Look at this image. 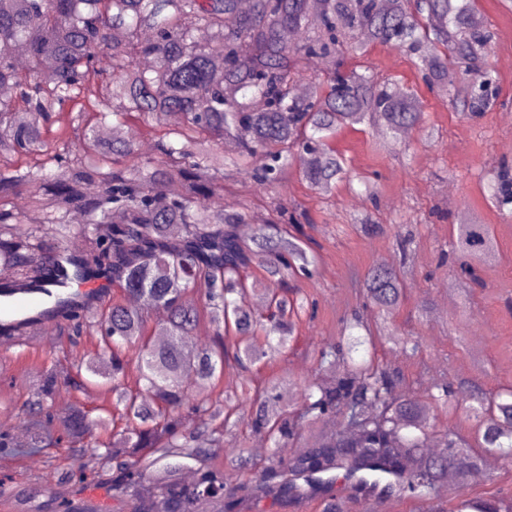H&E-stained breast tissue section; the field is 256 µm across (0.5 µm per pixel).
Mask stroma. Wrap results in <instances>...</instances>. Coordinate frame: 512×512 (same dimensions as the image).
Instances as JSON below:
<instances>
[{"mask_svg": "<svg viewBox=\"0 0 512 512\" xmlns=\"http://www.w3.org/2000/svg\"><path fill=\"white\" fill-rule=\"evenodd\" d=\"M491 32L490 68L496 78L493 102L480 116L467 119L454 111L437 91L429 90L409 56L391 45L370 46L366 56L339 55L343 69L372 65L380 79L418 90L419 107L432 139L413 132L405 140L385 143L372 125L342 129L335 146L360 183H339L332 195L311 191L297 171L270 186L240 189L224 185V204H243L250 215L287 224L290 212H306L303 230L314 242L319 263L312 276L296 285L316 304L315 315H302L297 347L271 358L272 370L302 381L314 374L312 353L329 340H339L351 315L370 319L363 281L367 271L385 263L406 268L408 298L393 315L402 335L419 336L416 353L376 340L375 354L399 372L397 392L422 395L438 376L449 384L468 378L484 391L512 387V212L489 202L486 184L495 168L512 166V125L502 115L512 112V9L503 0H479ZM371 214L376 232H363L354 216ZM477 220L491 225L498 243L496 258L478 266L476 278L450 272L442 259L454 239V225ZM98 346L92 336L66 348L53 328L34 337L0 345V395L26 396L37 382V371L60 356L77 362ZM77 460L68 445L49 454L0 453V479L11 492L0 496V512H52L49 495L77 497L104 512H131L127 500L111 498L106 486L86 482L81 489L61 484L63 472ZM449 491L436 505L448 507L459 496L512 494V469L503 461L493 468L473 469L467 482L447 479Z\"/></svg>", "mask_w": 512, "mask_h": 512, "instance_id": "1", "label": "stroma"}]
</instances>
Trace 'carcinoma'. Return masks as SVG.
<instances>
[{"label":"carcinoma","mask_w":512,"mask_h":512,"mask_svg":"<svg viewBox=\"0 0 512 512\" xmlns=\"http://www.w3.org/2000/svg\"><path fill=\"white\" fill-rule=\"evenodd\" d=\"M477 0H0V299L27 289L46 295L42 318L69 336L103 333L99 349L71 369L53 364L22 405L0 396V452L12 448L17 410L30 423L27 452L66 441L78 457L99 461L111 496L128 498L133 512H150L166 498L170 512H242L262 498L326 494L323 512H344L329 494L337 477L347 498L396 492L437 512L430 496L457 464L467 479L483 453L512 465V387L477 390L466 403L439 378L427 400L395 392L393 371L374 356L355 358L375 333L403 348L418 340L400 336L390 318L406 300L401 272L373 267L365 296L381 318L375 330L359 317L342 341L314 351L316 371L342 373L328 386L298 387L299 411L278 403L280 377L258 380L254 370L295 340L294 316L303 309L296 276L315 266L314 251L276 224H257L243 210H212L224 179L270 185L295 166L309 188L329 193L347 178L331 145L345 126L368 121L390 136L419 129L415 89L379 82L374 75L336 70L343 47L361 53L393 45L413 61L423 82L474 118L487 108L493 83L486 67L491 36ZM321 61L327 80L302 96L297 85L309 64ZM75 111L70 128L57 127L56 109ZM178 112L182 123L167 126ZM155 134L156 156L142 158L136 139ZM235 151L217 154L224 140ZM263 153L268 164L255 169ZM503 209L512 205V169L501 165L487 186ZM26 192L33 219L11 198ZM84 215L88 246L68 252L71 211ZM30 224L19 237L17 224ZM182 225L172 240L167 225ZM240 224L256 225L251 239ZM491 226L456 225V269L495 258ZM112 283L123 299L83 302L55 291L66 281ZM261 289L267 305L249 307ZM141 299L133 309L127 300ZM215 327L212 344L194 355L182 350L203 318ZM139 376L126 378L130 362ZM241 374L239 387L221 388L226 369ZM107 390L112 398L90 416L74 402L55 413L61 389ZM466 409L477 422L479 450L448 432L435 433L439 454H429L430 402ZM248 419L274 446L302 439L318 426L320 437L288 460L263 464L241 458L198 468L196 480L178 475L206 453L202 442L224 447V435ZM255 472L243 498L224 494L226 467ZM449 512H512V497H459Z\"/></svg>","instance_id":"carcinoma-1"}]
</instances>
